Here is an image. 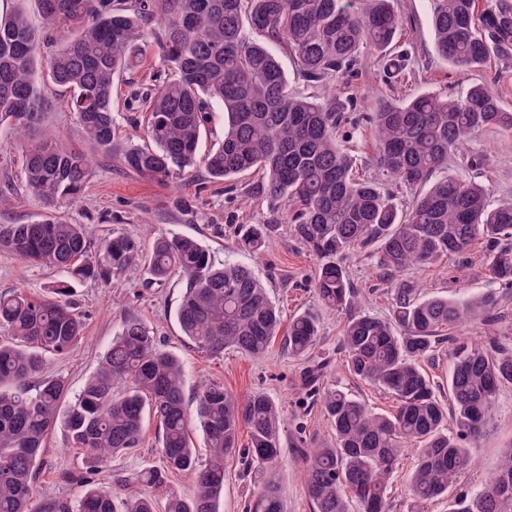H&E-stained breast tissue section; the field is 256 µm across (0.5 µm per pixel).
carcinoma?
Returning <instances> with one entry per match:
<instances>
[{
	"label": "carcinoma",
	"instance_id": "cac0c4a2",
	"mask_svg": "<svg viewBox=\"0 0 512 512\" xmlns=\"http://www.w3.org/2000/svg\"><path fill=\"white\" fill-rule=\"evenodd\" d=\"M434 0L431 24L438 55L455 66L477 69L492 58L512 59V0ZM44 26H34L17 9L0 17V128L20 135L42 121L49 86L69 93L86 139L110 153L117 136L112 112L116 75L138 58L146 23V0H38ZM162 58L174 78L162 79L146 98L150 147L123 153L128 169L167 182L193 167L210 123L209 104L224 110V139L204 154L216 179L259 171L261 192L271 204L288 202L284 222L319 261L314 290L326 307L348 312L341 349L350 374L385 391L395 411L383 415L331 385L320 395L336 444L304 452L305 486L314 512H349L344 493L361 512H389L391 474L403 453L414 451L407 478L418 504L444 499L447 512H512V450L489 484L478 493L458 488L472 464L476 442L494 413L502 387L512 385V347L492 339H456L451 333L486 322L500 296L493 293L448 299L422 296L415 281L393 289L390 316L381 318L357 305L346 255L373 248L380 270L395 274L465 251L481 236L493 243V283L512 288V202H495L488 185L448 174V158L463 166L483 163L460 148L482 130L512 134V111L483 84L456 96L422 93L375 112L376 164L383 176L411 195L406 208L376 180L358 179L352 160L337 143L346 121L336 96L323 101L289 89L281 63L269 45L291 53L300 74L323 82L349 68L363 44L387 53L384 72L398 76L405 54L392 44L403 25L392 0H368L365 12L345 0H161ZM67 27L69 38L39 67L51 29ZM250 28L261 40L249 41ZM23 173L47 212L29 224H0V250L66 272L70 281L99 280L135 264L140 244L125 236L104 242L89 258L88 224L60 220L57 208L76 202L88 182L92 160L62 142L25 147ZM273 224H247L239 245L260 252ZM153 279L177 271L185 291L176 311L188 339L210 355L233 348L259 357L282 326L279 309L248 268L217 259L189 236L155 239L149 261ZM70 285L51 289L49 299L21 292L0 295V327L11 341L0 342V512H28L45 436L63 421L73 447L93 471L110 467L119 452L140 445L145 417L159 423L161 470L149 469L139 482L158 487L169 471L193 476L192 498L171 495L164 512H218L224 492L226 458L236 452L245 426L247 455L259 467L280 456L282 408L263 393L245 398L224 386L204 383L195 395L209 455L200 462L190 438L180 359L160 347L143 324L127 319L98 371L64 414V380L43 378L35 393L29 382L44 355L77 343L83 323L64 296ZM319 334L311 313L294 316L282 337L288 355L302 357ZM451 344L448 404L421 367L443 342ZM123 384V391H117ZM78 509L49 499L37 512H156L150 496L117 495L109 486L80 477ZM249 512H284L278 485L269 482Z\"/></svg>",
	"mask_w": 512,
	"mask_h": 512
}]
</instances>
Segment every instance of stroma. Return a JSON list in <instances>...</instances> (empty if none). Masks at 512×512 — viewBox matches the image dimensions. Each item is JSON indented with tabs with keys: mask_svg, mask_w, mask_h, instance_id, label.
<instances>
[{
	"mask_svg": "<svg viewBox=\"0 0 512 512\" xmlns=\"http://www.w3.org/2000/svg\"><path fill=\"white\" fill-rule=\"evenodd\" d=\"M395 7L404 18L396 39L398 49L408 53L404 75L384 77L381 54L364 45L357 53L353 75H336L328 85L340 110L349 118L337 141L352 158L354 175L361 178L379 175L374 162V129L364 117L380 104L400 103L421 92L453 96L480 82L498 95L504 108L512 110V60L495 58L476 71L448 65L435 50L430 24L433 0H395ZM162 39L160 18L152 16L138 63L123 70L114 81L112 111L118 125V149L109 155L92 151L93 170L85 191L63 210L62 219L93 225L96 233L92 244L96 247L119 234L140 239L146 248L158 236L197 238L215 251L218 259L251 268L283 316L314 314L319 322L318 340L301 358L288 356L278 342L260 357L232 349L221 356L209 355L182 335L176 321L175 313L185 289L181 276L174 274L166 282L156 283L142 262L114 276L110 283L87 280L73 285L69 301L84 323V338L69 351L47 355L43 374L63 379L70 395H77L97 371L124 321L137 318L158 343L182 361L186 400H193L202 382L211 381L223 384L227 392L237 397L265 393L283 409L281 457L272 470L258 469L244 455L249 434L247 429H240L239 450L226 463L219 512H246L248 502L258 497L270 479L281 489L284 512H313L303 479V451L333 446L336 437L319 399L309 396L306 390L307 370L320 368L321 385L343 388L376 412H393L395 402L389 394L350 375L344 367L340 339L346 316L321 305L312 287L317 260L293 237L289 225L282 221L281 210L272 208L260 192V174L216 180L199 163L162 185L124 166L123 149L148 143L145 96L162 68ZM33 137L74 146L83 144L82 129L67 106L64 90L50 93L44 121ZM22 146V140L9 131H0V224H24L39 219L44 212L42 201L26 187ZM465 149L482 155L484 166L466 167L454 158L448 162L449 173L467 182L488 184L494 200L512 199V135L483 130L469 137ZM243 224L277 225L278 230L262 255L237 249V230ZM490 251L487 239L479 237L464 255L447 256L392 276L379 270L370 252L363 250L348 255L345 265L363 308L383 318L389 314L393 288L404 280L419 282L427 297H463L490 289ZM66 280L64 273L0 251L2 295L20 291L42 296L48 288ZM158 436L157 422L146 419L140 446L117 455L111 467L99 473V482L118 491L123 480L144 470L162 468ZM510 448L512 385H507L475 446L478 461L462 473L460 486L472 492L482 490L501 454ZM85 469L83 451L73 448L65 426L56 424L46 439L44 463L28 504L30 512H37L48 498L77 502L82 492L78 478Z\"/></svg>",
	"mask_w": 512,
	"mask_h": 512,
	"instance_id": "stroma-1",
	"label": "stroma"
}]
</instances>
